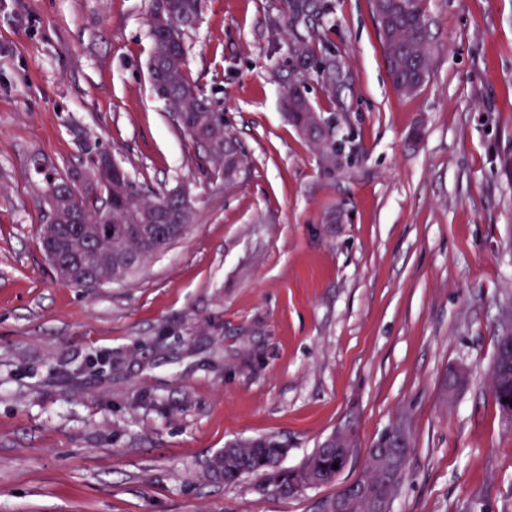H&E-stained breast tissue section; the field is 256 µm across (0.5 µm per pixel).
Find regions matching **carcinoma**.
Listing matches in <instances>:
<instances>
[{
	"label": "carcinoma",
	"mask_w": 512,
	"mask_h": 512,
	"mask_svg": "<svg viewBox=\"0 0 512 512\" xmlns=\"http://www.w3.org/2000/svg\"><path fill=\"white\" fill-rule=\"evenodd\" d=\"M428 0H371L377 19L379 36L393 89L402 95H412L421 75L431 70L435 46L427 21ZM291 19L310 25L312 19L330 10L326 0H291ZM201 0H164L150 4L149 26L152 50L148 73L152 89L166 105L177 127L205 151L209 172L232 182L243 168L244 154L237 140L224 128V113L210 108L201 88L186 74L185 35L189 22L198 18ZM288 120L295 126L321 122L325 133L317 136V149L341 155L345 140H336V121L313 113L301 79H296L286 95ZM82 161L64 175H43V200L46 213L55 221L40 226L39 239L46 249L57 237H69L68 252L63 265L56 267L59 275L77 288H99L124 281L145 266L157 251L170 242L151 237L155 214L167 212L178 225L195 222V200L184 188L165 193L147 194L144 187L132 179L120 163L112 165V182L96 181V163L103 146L91 135L78 132ZM112 199V217L124 232L110 239H98L96 230L104 201ZM492 391L500 410L502 399L512 398V336L497 337V352L491 371ZM337 433L349 442L347 448H336L323 442L300 469L283 476L278 489L286 493L294 488L332 482L347 466L357 441L353 426L347 424ZM392 447L385 451L387 466L378 465L371 455L369 478L358 488L380 499L385 512L392 503L406 474L410 437L398 442L396 425L384 432ZM287 448L276 441L248 440L224 448L214 455L207 476L232 482L244 474L264 473L275 467ZM338 468H332V465Z\"/></svg>",
	"instance_id": "cac0c4a2"
}]
</instances>
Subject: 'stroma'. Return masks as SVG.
Here are the masks:
<instances>
[{
  "instance_id": "obj_1",
  "label": "stroma",
  "mask_w": 512,
  "mask_h": 512,
  "mask_svg": "<svg viewBox=\"0 0 512 512\" xmlns=\"http://www.w3.org/2000/svg\"><path fill=\"white\" fill-rule=\"evenodd\" d=\"M316 30L344 80L295 53L287 0H202L187 74L245 153L235 182L152 91L149 0H0V512H322L396 419L391 512H512V425L491 387L512 310V0H429L436 57L392 87L370 0ZM301 78L357 147L328 174L292 126ZM98 137L137 182L190 189L187 233L125 282H63L38 236L42 163ZM466 382L443 401L447 370ZM336 481L279 493L345 417ZM273 437L276 468L207 479Z\"/></svg>"
}]
</instances>
